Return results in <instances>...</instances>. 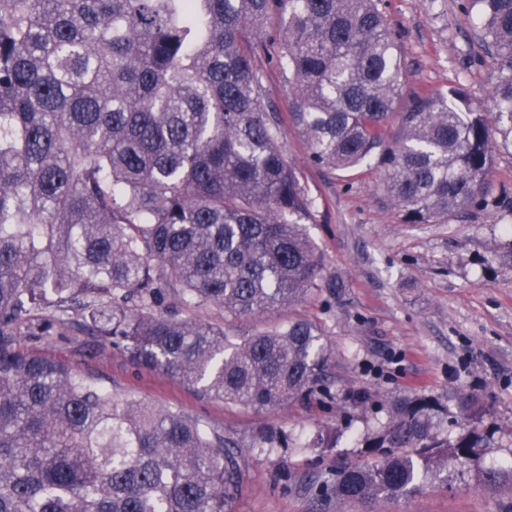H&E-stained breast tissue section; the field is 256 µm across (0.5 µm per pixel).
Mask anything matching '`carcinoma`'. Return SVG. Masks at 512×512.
Masks as SVG:
<instances>
[{
    "label": "carcinoma",
    "mask_w": 512,
    "mask_h": 512,
    "mask_svg": "<svg viewBox=\"0 0 512 512\" xmlns=\"http://www.w3.org/2000/svg\"><path fill=\"white\" fill-rule=\"evenodd\" d=\"M381 0H0V512H231L241 442L23 353L16 338L71 326L202 395L256 409L330 394L331 349L290 319L232 336L169 302L259 318L336 294L305 231L309 164L378 158L411 224L484 204L491 129L512 135V0H462L497 62L494 115L463 90L415 92ZM265 57L291 75L282 117ZM396 400L358 443L374 463L320 481L317 503L419 493L448 463L488 484L486 408L454 393ZM458 428L454 434L448 425Z\"/></svg>",
    "instance_id": "cac0c4a2"
}]
</instances>
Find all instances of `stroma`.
I'll list each match as a JSON object with an SVG mask.
<instances>
[{"label": "stroma", "mask_w": 512, "mask_h": 512, "mask_svg": "<svg viewBox=\"0 0 512 512\" xmlns=\"http://www.w3.org/2000/svg\"><path fill=\"white\" fill-rule=\"evenodd\" d=\"M380 8L408 71L399 114L414 91L451 86L463 89L472 106L492 109L497 64L482 52L459 0H381ZM493 142L484 206L462 210L445 224H410L383 189V165L348 172L312 167L303 137L288 129L284 157L302 169L314 201L306 231L340 294L322 293L260 319L173 304L179 317L216 323L236 336L291 317L321 325L332 351L329 399L272 410L227 403L165 371L138 368L120 350L71 328L22 336L17 346L67 364L117 397L181 411L241 440L243 482L233 512H318L315 482L344 464L371 461L355 436L385 420L394 399L410 395L444 402L459 388L476 394L492 427L485 464L512 465V139L497 133ZM326 427L341 429L336 447H305ZM266 430L278 432L282 446L250 447ZM511 497L452 463L447 484L431 481L412 497L333 504L325 512H500Z\"/></svg>", "instance_id": "stroma-1"}]
</instances>
